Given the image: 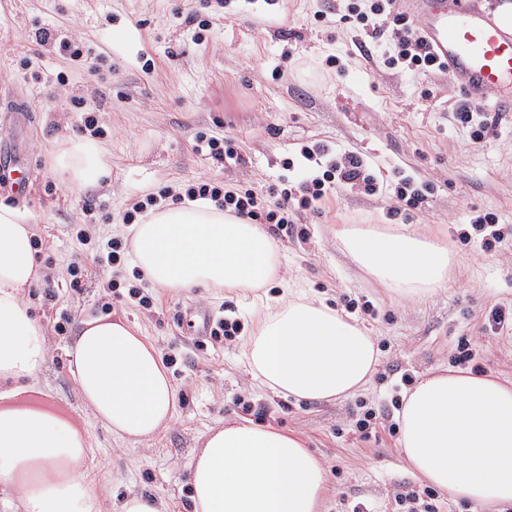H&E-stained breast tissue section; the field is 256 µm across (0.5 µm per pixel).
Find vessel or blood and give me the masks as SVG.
Instances as JSON below:
<instances>
[{"instance_id": "1", "label": "vessel or blood", "mask_w": 512, "mask_h": 512, "mask_svg": "<svg viewBox=\"0 0 512 512\" xmlns=\"http://www.w3.org/2000/svg\"><path fill=\"white\" fill-rule=\"evenodd\" d=\"M433 58L465 98L487 94L512 108V29L503 30L475 0H404Z\"/></svg>"}]
</instances>
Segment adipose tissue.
I'll use <instances>...</instances> for the list:
<instances>
[{
  "label": "adipose tissue",
  "instance_id": "1",
  "mask_svg": "<svg viewBox=\"0 0 512 512\" xmlns=\"http://www.w3.org/2000/svg\"><path fill=\"white\" fill-rule=\"evenodd\" d=\"M55 166L71 183L108 176L101 152L69 138ZM34 215L0 203V512H102L82 464L91 453L83 427L40 402H22L21 384L45 364V329L21 300L39 279ZM340 241L387 289L424 297L448 280L444 242L416 230L347 224ZM133 252L157 287L251 292L258 310L244 361L257 383L307 401L365 389L379 360L376 340L357 321L298 288L268 299L282 266L262 225L210 201L168 204L134 228ZM68 355L92 416L121 440L154 438L172 419L177 390L154 346L125 319L82 322ZM399 448L411 472L450 500L512 505V385L468 369L427 372L398 413ZM188 512H325L321 462L299 436L240 417L212 428L190 464Z\"/></svg>",
  "mask_w": 512,
  "mask_h": 512
}]
</instances>
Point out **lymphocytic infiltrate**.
Segmentation results:
<instances>
[{"label": "lymphocytic infiltrate", "mask_w": 512, "mask_h": 512, "mask_svg": "<svg viewBox=\"0 0 512 512\" xmlns=\"http://www.w3.org/2000/svg\"><path fill=\"white\" fill-rule=\"evenodd\" d=\"M346 21L356 22L371 38H380L385 30H392L395 50L385 64L388 68L430 73L437 66L430 55L417 25L404 13L396 11L395 0H368L360 5L358 0H348ZM363 188L368 194H375L377 183L366 162L360 155L348 153L331 159L322 174H307L299 184L281 180L279 186L269 187L261 193L240 184H224L201 180L179 189L163 188L160 194L146 195L134 202L123 215L127 224L142 218L159 199H208L219 208L231 214L245 217L260 224L286 230L288 225L297 223L301 213L314 208L325 195V187L332 182Z\"/></svg>", "instance_id": "1"}]
</instances>
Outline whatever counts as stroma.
Segmentation results:
<instances>
[{"mask_svg": "<svg viewBox=\"0 0 512 512\" xmlns=\"http://www.w3.org/2000/svg\"><path fill=\"white\" fill-rule=\"evenodd\" d=\"M340 0H0V165L25 168L30 192L0 188V201L28 207L35 216L41 280L23 292L40 317L50 353L33 380L30 400L49 394L51 406L85 424L93 452L84 469L100 486L103 512H115L126 491L171 502L187 498L188 467L200 438L231 417L253 418L300 436L326 471L329 512H398V493L424 488L398 448L397 437L354 434L363 406H390L402 375L452 367L461 338L477 343L473 367L512 383V330L486 335L482 324L494 306L512 307V236L491 252L463 243L465 220L492 212L512 229V112L495 100L482 110L500 119L473 141L449 110L461 99L444 73L387 68L392 32L367 39L341 21ZM329 22L316 21L318 12ZM208 20L198 33L197 20ZM73 41L98 64L59 49ZM338 58L340 68L330 67ZM82 100L83 108L72 105ZM96 112L101 134L84 127ZM205 133L230 138L243 159L222 166L194 150ZM87 140L104 152L111 184L78 187L53 164L56 144ZM323 144L353 152L378 173L376 194L332 184L314 210L301 215L306 241L284 235L283 275L265 288L278 296L284 283L344 309L371 336L379 363L366 390L330 402L284 398L262 388L246 371L242 349L254 328L251 293L195 288L172 291L148 285L151 309L121 295L112 315L124 317L158 351L179 390L171 423L149 443L111 434L84 408L68 369L66 349L82 320L102 317L104 288L113 276L131 279L135 260L97 270L91 246L74 231L91 224L95 235L129 240L122 218L135 199L200 179L266 190L279 177L305 174L300 149ZM293 171H285L286 161ZM431 183L419 211L395 213L391 186L399 176ZM100 210L89 216L88 203ZM345 224L412 226L447 243L455 257L448 283L411 300L391 293L344 251ZM91 269L81 287H69V268ZM194 307L211 317L239 320L240 335L212 340L181 320ZM68 317L66 335L54 325Z\"/></svg>", "mask_w": 512, "mask_h": 512, "instance_id": "1", "label": "stroma"}]
</instances>
